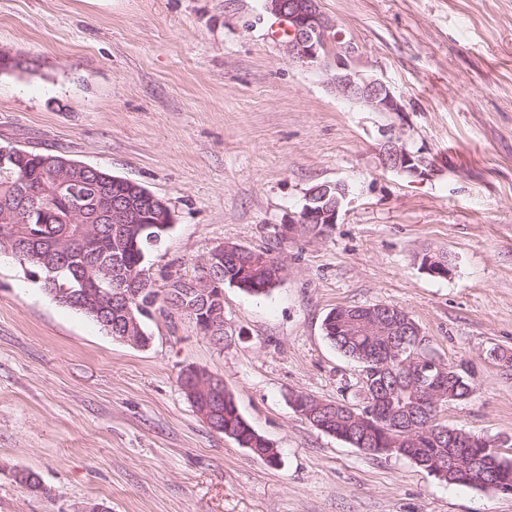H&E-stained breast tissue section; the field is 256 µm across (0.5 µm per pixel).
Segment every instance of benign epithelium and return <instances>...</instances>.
I'll use <instances>...</instances> for the list:
<instances>
[{
  "mask_svg": "<svg viewBox=\"0 0 512 512\" xmlns=\"http://www.w3.org/2000/svg\"><path fill=\"white\" fill-rule=\"evenodd\" d=\"M265 10L283 23L287 36L282 41L288 56L312 68L325 72L333 71L331 84L336 96L343 100L363 105L371 112H381L391 117H401L403 106L391 88L382 79L366 75L352 66L358 48L354 42L336 30V26L322 13L319 0H263ZM382 141L379 147L381 165L389 170L408 176H427L432 167L420 154L407 149L396 136L395 124L390 123L381 129ZM42 166L56 172L52 184L46 192L62 196L67 195L68 206L58 220L67 225L68 246L82 245L95 234V224H113L122 229L133 212L131 202H147L151 208L159 211L157 223L134 226V236L149 230H167L172 222L166 203L150 192L137 188V183L128 182L132 192L124 191L119 195H109L105 182L117 184L119 179L105 176L100 170L63 157L41 156ZM94 181L97 196L108 198L105 207H87V197L75 189L86 181ZM347 197V188L340 184H319L308 190L306 203L295 216L288 219V231L298 227L326 229L337 223L339 211ZM244 247L226 243L216 247L202 265V274L197 277H179L169 284L171 288H180L187 295L197 296L192 302L176 305L196 324L200 332L213 339L224 334V260L231 254L243 253ZM254 267L272 272V281H281L285 271L284 264L274 256H267L254 264ZM103 270L112 276V284L118 286L112 295L113 303L120 306L121 321L112 324V317L99 316L108 335L122 343L136 347H145L150 337L143 331L139 318L148 315L155 306L156 299L150 296L139 300L140 293L123 291L126 284L145 285L149 280L148 270L134 266L127 269L122 256L118 255L112 264L103 266ZM102 298L99 292L87 290L73 294L57 295L55 299H65L74 307L84 311H94L97 300ZM362 330L376 336H410L408 345H400L393 350L384 362L386 373L392 381L406 386L405 395L400 401L379 391V398L370 400L368 406L385 404L386 413L396 416L404 425H410L429 413V408L439 405L438 394L442 392L440 384L453 379L455 369L433 358L409 353L419 339V328L410 317H398L397 323L387 328L380 321H363ZM180 387L194 407L197 415L212 429L224 432V418L220 407L224 404V382L209 372L194 367L181 371ZM292 408L307 419L314 427L327 431L323 423V413L330 404L315 400L306 395H294L290 399ZM436 442L446 448L440 456V463L434 468V474L443 478L450 471L458 477L479 476L490 478L492 473L487 452L477 449L478 438L458 429L439 426L433 430Z\"/></svg>",
  "mask_w": 512,
  "mask_h": 512,
  "instance_id": "benign-epithelium-1",
  "label": "benign epithelium"
}]
</instances>
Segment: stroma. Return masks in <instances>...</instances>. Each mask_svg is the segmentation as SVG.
Here are the masks:
<instances>
[{
    "label": "stroma",
    "instance_id": "stroma-1",
    "mask_svg": "<svg viewBox=\"0 0 512 512\" xmlns=\"http://www.w3.org/2000/svg\"><path fill=\"white\" fill-rule=\"evenodd\" d=\"M404 114L435 172L384 169L389 116L288 57L262 0H0V146L62 154L142 185L172 225L154 290L218 245L282 260L266 295L224 288V343L152 308L151 343L113 340L0 257V512H512V493L442 482L314 427L288 399L364 404L362 366L325 335L339 307L389 304L417 355L474 384L438 420L512 461V0H320ZM342 183L338 222L289 232L307 191ZM446 255L445 278L420 267ZM223 378L277 448L269 464L197 415L178 376ZM36 472L46 494L18 481Z\"/></svg>",
    "mask_w": 512,
    "mask_h": 512
}]
</instances>
